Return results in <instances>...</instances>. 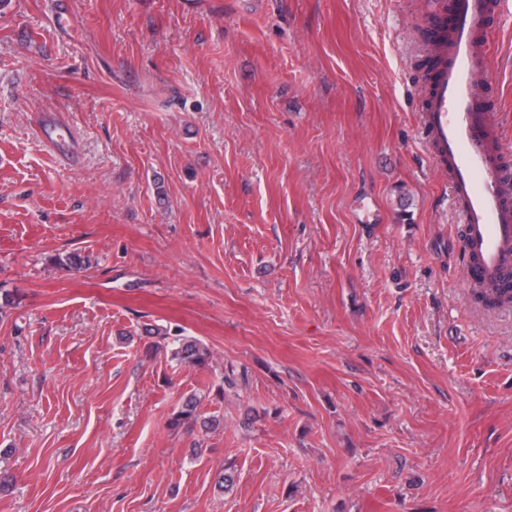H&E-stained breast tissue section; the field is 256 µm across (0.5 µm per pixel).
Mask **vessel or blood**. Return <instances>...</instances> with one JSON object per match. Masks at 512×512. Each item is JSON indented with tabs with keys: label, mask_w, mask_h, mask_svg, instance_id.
<instances>
[{
	"label": "vessel or blood",
	"mask_w": 512,
	"mask_h": 512,
	"mask_svg": "<svg viewBox=\"0 0 512 512\" xmlns=\"http://www.w3.org/2000/svg\"><path fill=\"white\" fill-rule=\"evenodd\" d=\"M512 0H448L437 20L434 69L420 129L448 176L465 253L468 283L512 276V195L505 186L502 133L481 96L491 16Z\"/></svg>",
	"instance_id": "obj_1"
}]
</instances>
